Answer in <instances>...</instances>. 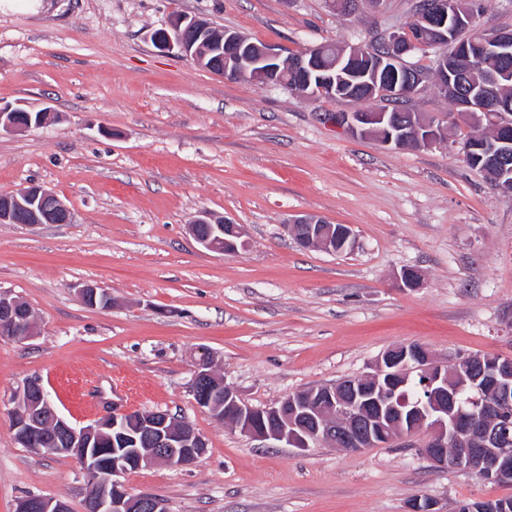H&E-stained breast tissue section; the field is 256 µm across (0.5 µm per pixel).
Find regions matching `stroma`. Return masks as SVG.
<instances>
[{"instance_id": "obj_1", "label": "stroma", "mask_w": 512, "mask_h": 512, "mask_svg": "<svg viewBox=\"0 0 512 512\" xmlns=\"http://www.w3.org/2000/svg\"><path fill=\"white\" fill-rule=\"evenodd\" d=\"M412 4L361 0L344 16L324 0H0V106L51 114L0 134V195L39 184L72 212L67 224H0V291L36 323L31 338H0V399L36 377L77 426L115 403L188 421L208 443L199 462L123 478L167 512H408L416 498L455 512L512 496L397 443L257 441L190 393L202 347L260 408L368 372L396 344L512 357V195L466 165L468 129L435 87L411 107L442 123L441 140L385 147L328 120L378 102L226 80L151 38L195 15L285 58L365 44L409 22ZM202 214L241 225L238 253L196 243L188 226ZM304 214L349 225L352 248L299 246L285 224ZM88 284L111 305L86 306ZM28 495L84 512L86 481L71 457L22 448L0 413V512Z\"/></svg>"}]
</instances>
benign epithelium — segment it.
Returning a JSON list of instances; mask_svg holds the SVG:
<instances>
[{
    "label": "benign epithelium",
    "mask_w": 512,
    "mask_h": 512,
    "mask_svg": "<svg viewBox=\"0 0 512 512\" xmlns=\"http://www.w3.org/2000/svg\"><path fill=\"white\" fill-rule=\"evenodd\" d=\"M411 23L430 35L429 47L440 50L436 80L440 94L456 99L457 122L475 126L478 133L465 148V156L476 160V168L502 191L512 193V114L509 106L482 105L483 92L463 88L448 69V55L476 59L490 52L512 53V33H485L475 27V15L463 0H430ZM470 36L457 40L456 30ZM210 23L199 16L176 14L168 28L152 35L163 49L176 48L197 57L194 46L210 43ZM389 52L369 62L363 75H372L368 86L380 98L408 93L421 81L415 73L407 81L396 79V67L419 43L410 37L409 27L386 33ZM451 51H446L448 45ZM330 45L309 47L289 60L301 75L300 86L312 95L336 96V91L355 90L351 62L367 56L362 47L336 49L330 68L324 57ZM208 69L224 79L249 74L264 84L282 85V60L269 45L256 46L240 34L224 31V48L213 50ZM48 112L37 113L19 107H0V131L18 132L40 126ZM332 121L350 133L374 137L385 146L405 144L430 146L440 139L441 125L419 112L396 115L387 111L338 112ZM72 214L67 204L51 190L37 184L0 197V224H67ZM287 232L306 248L343 251L353 246L352 231L346 224H330L317 216H298L286 224ZM195 241L204 249L225 255L242 246L240 225L226 219L213 222L203 214L189 225ZM35 335L33 313L22 301L0 293V337L28 339ZM421 379L425 396L411 403L402 389L412 378ZM224 389V405L234 413L233 425L243 434L262 441L273 440L293 448L309 450L319 446H341L352 451L374 448L424 434L419 453L438 467L463 469L485 480H512V358L490 354L460 356L448 363L438 360L422 345L394 346L383 353L372 371L331 385L292 393L262 409L245 403L238 391L218 377L204 358L194 359L191 392L201 408L213 411L212 402L201 395L204 388ZM8 415L22 447L43 452L36 443L40 421L48 419L54 441L63 447L54 452L74 458L87 480L85 512H167L164 503L149 494L130 493L121 477L130 470L154 463L186 466L206 453L205 440L193 426L165 411H112L94 423L77 427L51 406L40 380L31 378L11 396ZM138 417L139 433L151 441L149 448H114L108 460L91 447L103 432L123 430L127 421ZM509 502L474 501L457 505L455 512H509ZM16 512H68L65 502L49 497L23 498Z\"/></svg>",
    "instance_id": "1"
}]
</instances>
